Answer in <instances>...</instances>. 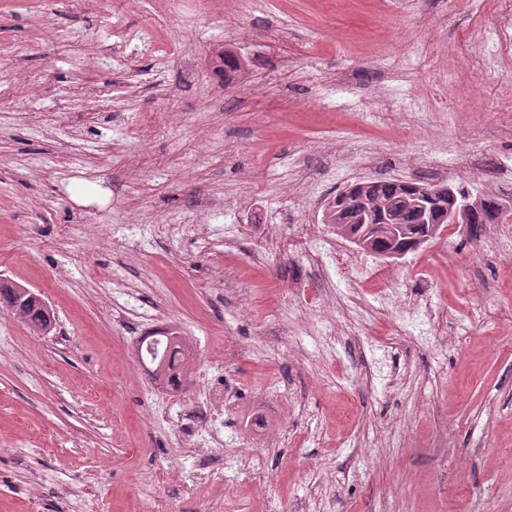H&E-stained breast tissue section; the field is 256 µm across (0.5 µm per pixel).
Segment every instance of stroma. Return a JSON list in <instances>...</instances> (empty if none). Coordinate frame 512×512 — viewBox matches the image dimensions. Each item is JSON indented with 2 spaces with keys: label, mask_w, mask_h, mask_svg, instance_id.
Returning a JSON list of instances; mask_svg holds the SVG:
<instances>
[{
  "label": "stroma",
  "mask_w": 512,
  "mask_h": 512,
  "mask_svg": "<svg viewBox=\"0 0 512 512\" xmlns=\"http://www.w3.org/2000/svg\"><path fill=\"white\" fill-rule=\"evenodd\" d=\"M499 25L485 0H0V278L55 316L41 336L0 309V512H512V224L377 260L447 311L443 337L249 236L435 169L512 198ZM118 27L151 37L116 49ZM207 202L196 237L168 234ZM475 294L493 323L463 324ZM167 326L195 359L177 396L136 357ZM217 373L225 442L196 449ZM204 389L205 399L199 403L197 409L200 414L211 417L213 413L210 412L213 403L221 404L224 407V400L226 399L224 382L222 383L219 380L216 382V379L210 380Z\"/></svg>",
  "instance_id": "obj_1"
}]
</instances>
